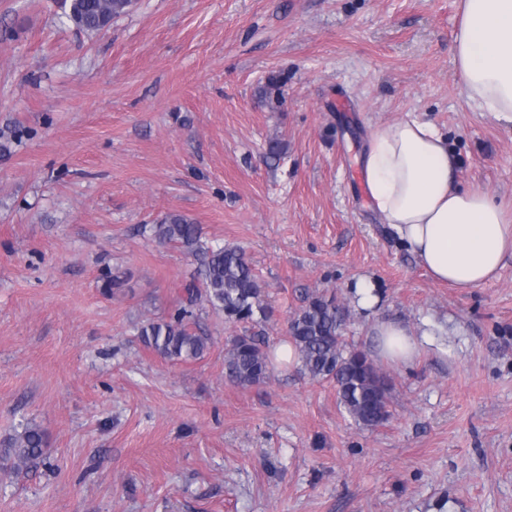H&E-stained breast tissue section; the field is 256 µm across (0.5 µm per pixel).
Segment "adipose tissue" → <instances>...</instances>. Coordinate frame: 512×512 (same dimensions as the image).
Listing matches in <instances>:
<instances>
[{
    "instance_id": "obj_1",
    "label": "adipose tissue",
    "mask_w": 512,
    "mask_h": 512,
    "mask_svg": "<svg viewBox=\"0 0 512 512\" xmlns=\"http://www.w3.org/2000/svg\"><path fill=\"white\" fill-rule=\"evenodd\" d=\"M456 60L468 98L512 122V0H462ZM447 138L412 117L370 134L362 162L373 211L437 282L460 289L494 281L512 255V211L478 187L461 188ZM381 354L407 365L415 336L401 323L373 327Z\"/></svg>"
}]
</instances>
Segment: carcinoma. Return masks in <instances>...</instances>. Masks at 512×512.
I'll return each mask as SVG.
<instances>
[{"mask_svg": "<svg viewBox=\"0 0 512 512\" xmlns=\"http://www.w3.org/2000/svg\"><path fill=\"white\" fill-rule=\"evenodd\" d=\"M131 0H62L64 17L84 34L99 33L130 9ZM150 232L162 244L175 245L198 260L201 286H187L188 305L167 319H148L138 328L143 344L172 362H192L205 357L211 337L191 328L192 306L202 299L224 313L229 323L265 324L272 309L264 283L245 251L237 246H206L199 225L188 216L170 212ZM348 312L336 296L317 290L305 295L288 322L304 370L313 379L334 384L340 404L364 428H375L390 416L389 378L380 373L365 350L349 347L344 328ZM226 377L243 387L270 378L271 367L263 333L248 329L230 340L224 354ZM46 431L37 424L0 441V463L14 471L45 464Z\"/></svg>", "mask_w": 512, "mask_h": 512, "instance_id": "carcinoma-1", "label": "carcinoma"}]
</instances>
